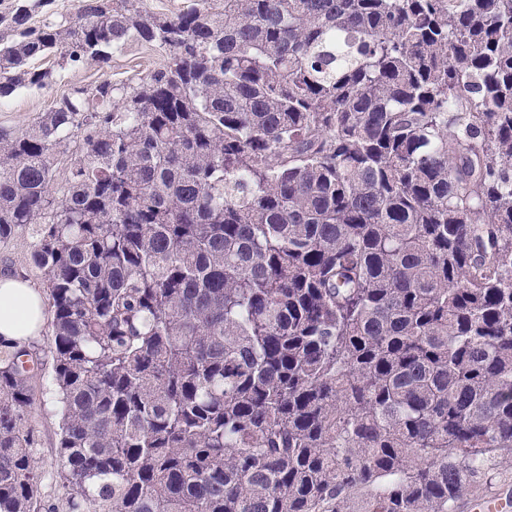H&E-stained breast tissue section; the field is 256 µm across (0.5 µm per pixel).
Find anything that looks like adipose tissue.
<instances>
[{"instance_id": "obj_1", "label": "adipose tissue", "mask_w": 512, "mask_h": 512, "mask_svg": "<svg viewBox=\"0 0 512 512\" xmlns=\"http://www.w3.org/2000/svg\"><path fill=\"white\" fill-rule=\"evenodd\" d=\"M45 296L28 279L0 274V341L24 344L44 325Z\"/></svg>"}]
</instances>
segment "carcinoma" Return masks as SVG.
I'll return each mask as SVG.
<instances>
[{"instance_id": "obj_1", "label": "carcinoma", "mask_w": 512, "mask_h": 512, "mask_svg": "<svg viewBox=\"0 0 512 512\" xmlns=\"http://www.w3.org/2000/svg\"><path fill=\"white\" fill-rule=\"evenodd\" d=\"M0 14V240L37 224L67 512H455L512 452V0ZM165 53L114 82V51ZM65 182L52 191L56 156ZM0 341V512L41 498ZM100 73L92 65L66 69L48 92L22 90L0 101V128L22 130L46 110L53 99L67 94L74 86L88 85L98 79Z\"/></svg>"}]
</instances>
